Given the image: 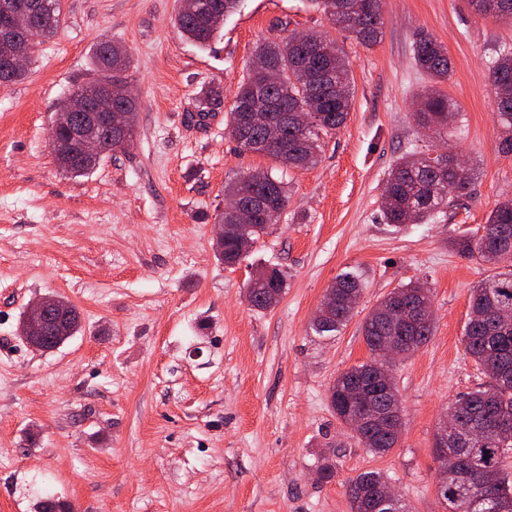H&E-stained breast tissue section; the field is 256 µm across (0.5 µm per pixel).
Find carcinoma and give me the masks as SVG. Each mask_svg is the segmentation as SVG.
<instances>
[{
	"instance_id": "cac0c4a2",
	"label": "carcinoma",
	"mask_w": 512,
	"mask_h": 512,
	"mask_svg": "<svg viewBox=\"0 0 512 512\" xmlns=\"http://www.w3.org/2000/svg\"><path fill=\"white\" fill-rule=\"evenodd\" d=\"M239 2L183 0L176 24L188 41L204 49L219 36L224 18L234 12ZM48 3L51 12L20 31L21 42L32 50L53 36L61 25V0ZM469 4L476 14L497 20L502 19L504 8L512 9V0H469ZM315 5L332 24L362 44L375 42L381 34L382 0H315ZM415 62L432 82L418 95L415 120L440 134L446 133L457 116L448 95L437 89L450 78L448 52L436 39L425 35L416 43ZM94 63L92 79L79 87L90 98H95L110 83L127 81L129 57L122 45L97 46ZM268 66L277 69L279 82L265 86L262 72ZM489 80L497 100V117L506 133L502 147L512 153L511 47L500 51L489 70ZM352 100L345 53L336 42L318 34L266 40L255 47L246 75L237 84L229 131L241 151L271 160L277 170L306 169L318 161L322 136L343 126ZM115 106L130 114L128 128L123 137L106 129L100 131L105 155L121 149L123 138L134 140L137 132L134 99L117 102ZM54 159L73 177L91 171L81 162L73 145L60 147ZM272 169L248 170L224 184V196L246 202L256 213L254 223L260 225L245 236L234 232L224 236L221 260L227 265L245 257L266 233L261 225L275 223L288 206V184L273 175ZM473 183L469 165L457 169L445 153L432 157L423 151L409 152L388 171L382 194L383 221L396 225L426 224L444 212L454 199L467 195ZM453 247L466 258L502 267V271L473 288L470 317L462 337L465 353L488 376L489 382L458 396L453 403L459 430L469 431L477 424L486 430L484 437L464 449V455L470 467L491 485L493 495L484 502L476 501L478 491L473 479L461 476L452 466L444 472L439 494L446 512H512V470L506 466L512 452V427L500 429L501 417L512 418V323L505 324L491 316L494 311L512 313V198L498 202L486 224L456 239ZM272 271L271 280L249 283L247 297L256 309L273 306L270 289H285L283 271L275 267ZM331 291L334 298L318 308L313 321V329L320 335H334L347 324L363 286L357 277L345 273L336 277ZM428 300L430 289L419 282L401 285L385 295L363 323L368 360L341 372L329 388V404L336 418L350 427L359 443L371 452H386L395 447L401 417H396L392 429L385 432L356 426L353 417L360 409L349 403L348 391L353 386L378 387L370 402L372 406L399 399L394 376L381 374L386 366L381 348L393 342L414 353L432 336L434 321L421 317L405 322L389 311L394 307L418 308ZM79 329L77 320L68 331L50 329L48 348L59 347L63 344L59 336L72 337ZM388 484L389 479L376 471L363 472L348 480L345 494L350 512H397L401 505L383 503Z\"/></svg>"
}]
</instances>
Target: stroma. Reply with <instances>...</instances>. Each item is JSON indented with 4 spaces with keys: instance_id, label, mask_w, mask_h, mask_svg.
<instances>
[{
    "instance_id": "stroma-1",
    "label": "stroma",
    "mask_w": 512,
    "mask_h": 512,
    "mask_svg": "<svg viewBox=\"0 0 512 512\" xmlns=\"http://www.w3.org/2000/svg\"><path fill=\"white\" fill-rule=\"evenodd\" d=\"M181 0H62L57 34L27 77L0 88V512H38L45 496L72 512H349L348 479L388 475L409 512H445L434 434L450 403L486 377L461 342L471 291L494 266L454 239L512 195V154L488 67L512 26L467 0H383L370 46L309 0H241L202 50L175 24ZM320 32L349 61L354 100L322 137L316 165L285 174L289 202L250 255L228 266L213 217L224 184L268 159L239 153L227 120L259 42ZM428 34L448 51L442 90L459 117L447 135L414 122L428 83L414 60ZM126 49L136 99L133 144L81 177L58 168L48 132L59 103L89 81L101 40ZM204 121H189L207 91ZM452 151L474 166L467 196L426 224L384 223L387 173L404 153ZM286 275L272 308L247 299L253 271ZM363 283L335 336L311 320L338 274ZM432 292L429 341L394 368L402 403L395 448L369 452L329 406L336 376L365 361L361 325L393 288ZM80 313V331L42 351L18 325L36 297ZM336 464L317 479L322 457Z\"/></svg>"
}]
</instances>
